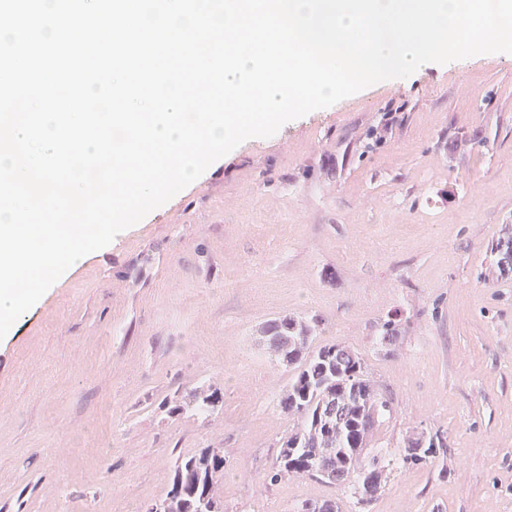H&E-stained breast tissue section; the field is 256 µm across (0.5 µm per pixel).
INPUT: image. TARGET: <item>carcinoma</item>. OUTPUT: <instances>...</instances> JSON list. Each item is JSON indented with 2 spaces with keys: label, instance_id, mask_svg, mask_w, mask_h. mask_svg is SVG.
Here are the masks:
<instances>
[{
  "label": "carcinoma",
  "instance_id": "1",
  "mask_svg": "<svg viewBox=\"0 0 512 512\" xmlns=\"http://www.w3.org/2000/svg\"><path fill=\"white\" fill-rule=\"evenodd\" d=\"M495 250L498 264L512 269V235ZM318 320L279 316L260 332L276 337L269 352L293 375L282 393L281 411L297 417L284 437L266 480L275 484L291 477H308L348 488L358 503H370L390 476L378 456L367 457L376 420L389 410V401L367 373L362 359L341 344L312 347ZM220 403L218 390L201 385L166 402L170 414L192 413L208 418ZM447 448L442 440L419 433L398 450L402 465H418ZM224 449L202 448L179 457L161 512H224L220 486L224 480Z\"/></svg>",
  "mask_w": 512,
  "mask_h": 512
}]
</instances>
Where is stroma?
Segmentation results:
<instances>
[{"label":"stroma","mask_w":512,"mask_h":512,"mask_svg":"<svg viewBox=\"0 0 512 512\" xmlns=\"http://www.w3.org/2000/svg\"><path fill=\"white\" fill-rule=\"evenodd\" d=\"M512 54L371 85L251 138L60 277L0 339V512H145L223 448L224 512H512ZM321 319L391 401L370 452L444 438L368 506L265 476L291 377L256 333ZM401 329L395 346L382 326ZM213 385L212 417L169 414ZM112 454L101 459L102 442Z\"/></svg>","instance_id":"stroma-1"}]
</instances>
